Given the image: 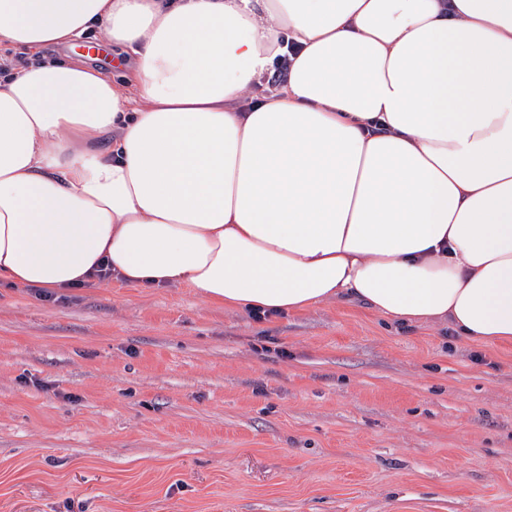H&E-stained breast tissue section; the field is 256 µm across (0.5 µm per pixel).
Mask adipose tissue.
<instances>
[{
  "mask_svg": "<svg viewBox=\"0 0 512 512\" xmlns=\"http://www.w3.org/2000/svg\"><path fill=\"white\" fill-rule=\"evenodd\" d=\"M89 32L126 84L44 59ZM2 43L0 282L512 344V0H0Z\"/></svg>",
  "mask_w": 512,
  "mask_h": 512,
  "instance_id": "ef3b65f1",
  "label": "adipose tissue"
}]
</instances>
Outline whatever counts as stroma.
<instances>
[{
    "label": "stroma",
    "instance_id": "35a3bbf8",
    "mask_svg": "<svg viewBox=\"0 0 512 512\" xmlns=\"http://www.w3.org/2000/svg\"><path fill=\"white\" fill-rule=\"evenodd\" d=\"M44 54L121 74L98 40ZM0 512H512V347L1 283Z\"/></svg>",
    "mask_w": 512,
    "mask_h": 512
}]
</instances>
